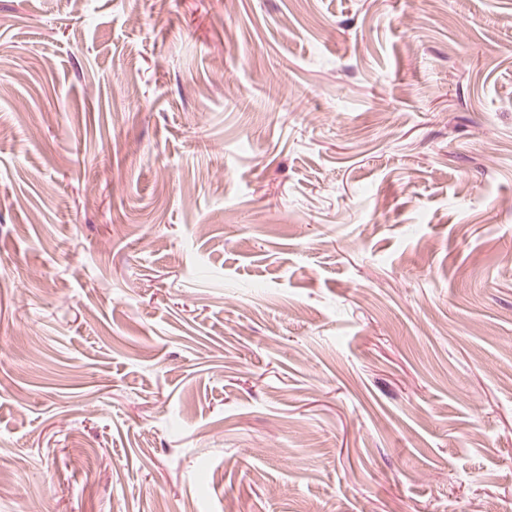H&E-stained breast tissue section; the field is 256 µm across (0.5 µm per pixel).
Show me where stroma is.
<instances>
[{
    "label": "stroma",
    "mask_w": 512,
    "mask_h": 512,
    "mask_svg": "<svg viewBox=\"0 0 512 512\" xmlns=\"http://www.w3.org/2000/svg\"><path fill=\"white\" fill-rule=\"evenodd\" d=\"M512 0H0V512H503Z\"/></svg>",
    "instance_id": "stroma-1"
}]
</instances>
